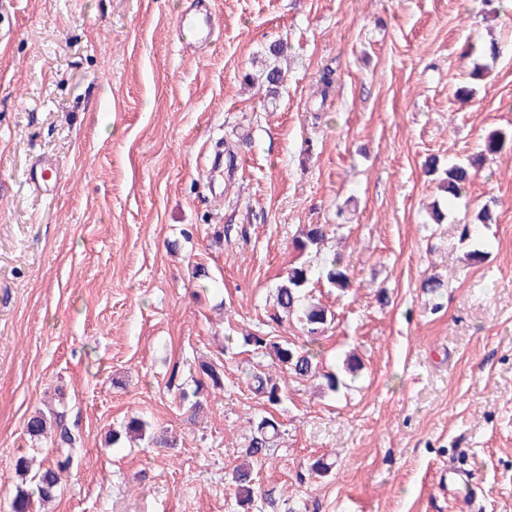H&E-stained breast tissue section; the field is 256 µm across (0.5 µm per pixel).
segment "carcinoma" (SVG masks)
<instances>
[{
    "mask_svg": "<svg viewBox=\"0 0 512 512\" xmlns=\"http://www.w3.org/2000/svg\"><path fill=\"white\" fill-rule=\"evenodd\" d=\"M480 165V158L473 157L465 162H455L448 165L446 177L439 183L441 191L453 199L462 196L465 185L469 181L470 170ZM328 236V229L324 224H306L301 230L300 237L295 240V248L304 253L317 250ZM314 278L325 280L327 284L345 292L351 287L350 276L340 262L327 259L325 263L315 268L309 264L292 266L288 269L286 277L277 287L276 312L272 320L281 323L289 317H296L308 338V344L296 347L286 341L275 342L273 337L267 335H246L243 343L255 351L270 350L275 358L277 371L286 373L297 379L308 377H321L331 391H336L338 378L334 373L320 372V362L317 353L311 348L319 335L323 333L328 322V310L312 301H304L302 290ZM200 378L196 381L193 392L195 400L188 407L191 416H196L204 410L207 400L198 399V395L206 392V388L221 390L224 388V371L221 365L203 361L199 363ZM252 390L268 405L274 407L282 402L283 391L280 383L268 372L252 376ZM280 423L274 418L263 417L252 425V438L247 455L259 459L267 456L269 448L280 436ZM26 432L33 439L49 438L51 443L59 447H69L75 437L67 425L64 424L62 413L48 408L38 409L28 418ZM72 465L71 457L59 458L52 465L31 472L29 461L25 457L17 459L14 467L17 483L15 495L12 500V512H39L36 504H45L53 500L60 490L61 474ZM231 483L235 486L234 495L237 505L243 512H249V505L259 497L273 507L276 503L275 490L258 486L252 477V470L240 466L233 471Z\"/></svg>",
    "mask_w": 512,
    "mask_h": 512,
    "instance_id": "obj_1",
    "label": "carcinoma"
}]
</instances>
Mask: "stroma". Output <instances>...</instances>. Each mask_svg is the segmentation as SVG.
I'll return each mask as SVG.
<instances>
[{"label": "stroma", "instance_id": "35a3bbf8", "mask_svg": "<svg viewBox=\"0 0 512 512\" xmlns=\"http://www.w3.org/2000/svg\"><path fill=\"white\" fill-rule=\"evenodd\" d=\"M188 5L0 0V512L17 457L60 455L26 432L56 390L79 439L43 512H236L231 472L269 414L281 437L253 469L292 512H471L447 465L481 512H512V0H210L203 50L177 34ZM269 65L273 94L250 80ZM492 130L500 150L431 223L425 160L482 153ZM40 159L59 177L36 191ZM307 224L338 226L324 251L352 280L311 288L334 315L322 368L346 385L285 375L272 408L249 374L275 366L243 337L303 345L271 316L288 269L320 263L294 248ZM204 360L224 387L190 424ZM134 416L176 447L105 446ZM443 486L448 489V496L452 499L459 497L461 494L469 497L473 501L476 500L477 494L473 488L468 470L461 467L444 469L440 476Z\"/></svg>", "mask_w": 512, "mask_h": 512}]
</instances>
